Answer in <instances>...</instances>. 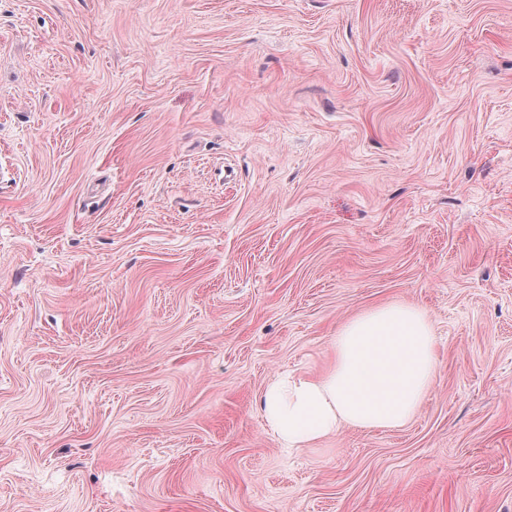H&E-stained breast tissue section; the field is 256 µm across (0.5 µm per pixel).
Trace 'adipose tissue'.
<instances>
[{
	"label": "adipose tissue",
	"mask_w": 512,
	"mask_h": 512,
	"mask_svg": "<svg viewBox=\"0 0 512 512\" xmlns=\"http://www.w3.org/2000/svg\"><path fill=\"white\" fill-rule=\"evenodd\" d=\"M436 336L427 313L389 302L362 311L331 339L319 375L284 374L263 396V419L280 447H312L342 427L397 429L410 423L435 379Z\"/></svg>",
	"instance_id": "1"
}]
</instances>
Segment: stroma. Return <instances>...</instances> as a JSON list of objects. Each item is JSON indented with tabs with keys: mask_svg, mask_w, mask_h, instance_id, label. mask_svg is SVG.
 Masks as SVG:
<instances>
[{
	"mask_svg": "<svg viewBox=\"0 0 512 512\" xmlns=\"http://www.w3.org/2000/svg\"><path fill=\"white\" fill-rule=\"evenodd\" d=\"M389 301L415 419L280 448ZM0 512H512V0H0Z\"/></svg>",
	"mask_w": 512,
	"mask_h": 512,
	"instance_id": "1",
	"label": "stroma"
}]
</instances>
